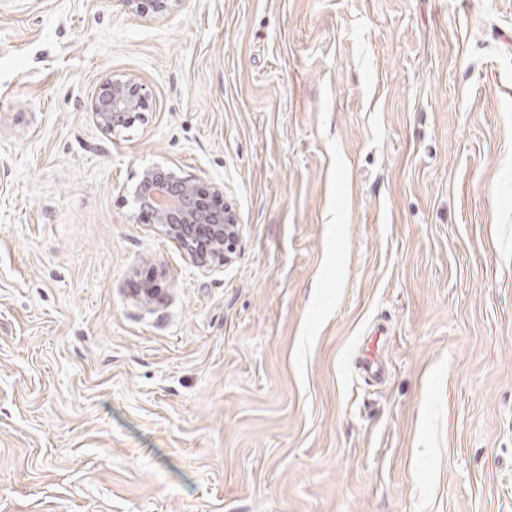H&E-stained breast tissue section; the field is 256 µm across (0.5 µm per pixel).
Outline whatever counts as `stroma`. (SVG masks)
<instances>
[{
    "instance_id": "35a3bbf8",
    "label": "stroma",
    "mask_w": 512,
    "mask_h": 512,
    "mask_svg": "<svg viewBox=\"0 0 512 512\" xmlns=\"http://www.w3.org/2000/svg\"><path fill=\"white\" fill-rule=\"evenodd\" d=\"M0 512H512V0H0ZM129 14L163 17L172 13L182 0H115ZM149 102L150 94L138 78L113 76L95 89L88 109L95 124L107 134H112L143 121ZM132 193L139 220L153 224L194 266L211 272L232 260L240 229L236 214L224 204L223 184L156 166L142 172ZM385 336H372L370 342L367 344L361 357L357 361V369L364 375L365 379L380 381L386 375V367L382 363L378 355L379 340ZM376 344L374 345L375 340ZM370 343L373 344L370 347Z\"/></svg>"
}]
</instances>
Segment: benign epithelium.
<instances>
[{"label": "benign epithelium", "mask_w": 512, "mask_h": 512, "mask_svg": "<svg viewBox=\"0 0 512 512\" xmlns=\"http://www.w3.org/2000/svg\"><path fill=\"white\" fill-rule=\"evenodd\" d=\"M129 14L163 17L182 0H116ZM150 94L131 75L102 82L88 109L95 124L108 134L144 120ZM139 220L155 226L189 261L204 271H217L236 252L240 229L236 214L224 204V185L188 179L171 168L145 169L133 189Z\"/></svg>", "instance_id": "obj_1"}]
</instances>
